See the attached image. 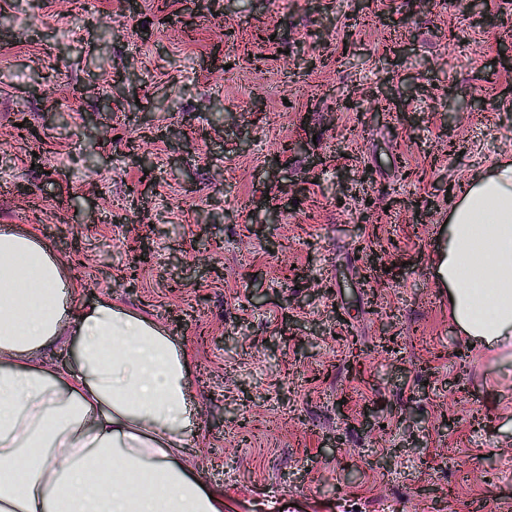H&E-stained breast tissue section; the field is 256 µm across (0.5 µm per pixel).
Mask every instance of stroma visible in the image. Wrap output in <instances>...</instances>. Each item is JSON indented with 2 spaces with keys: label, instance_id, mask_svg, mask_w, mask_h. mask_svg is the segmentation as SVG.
I'll return each mask as SVG.
<instances>
[{
  "label": "stroma",
  "instance_id": "1",
  "mask_svg": "<svg viewBox=\"0 0 512 512\" xmlns=\"http://www.w3.org/2000/svg\"><path fill=\"white\" fill-rule=\"evenodd\" d=\"M357 3L226 0L146 42L138 23L195 0H13L0 227L52 247L73 306L110 299L185 348L181 461L224 512H512V345L470 344L434 274L448 189L512 161V24ZM49 72L55 108L27 91ZM364 169L367 211L348 182Z\"/></svg>",
  "mask_w": 512,
  "mask_h": 512
}]
</instances>
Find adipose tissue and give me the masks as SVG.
Here are the masks:
<instances>
[{"label": "adipose tissue", "instance_id": "ef3b65f1", "mask_svg": "<svg viewBox=\"0 0 512 512\" xmlns=\"http://www.w3.org/2000/svg\"><path fill=\"white\" fill-rule=\"evenodd\" d=\"M444 280L467 336L512 339V164L469 181L448 217ZM64 265L0 230V512H224L179 462L192 436L187 353L144 317L70 307ZM74 359H36L62 327Z\"/></svg>", "mask_w": 512, "mask_h": 512}]
</instances>
